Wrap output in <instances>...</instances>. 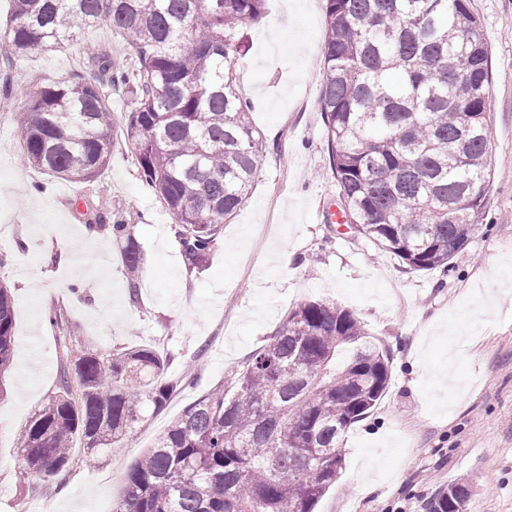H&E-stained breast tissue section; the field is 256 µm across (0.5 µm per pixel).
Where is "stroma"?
Listing matches in <instances>:
<instances>
[{"mask_svg":"<svg viewBox=\"0 0 512 512\" xmlns=\"http://www.w3.org/2000/svg\"><path fill=\"white\" fill-rule=\"evenodd\" d=\"M489 51L492 178L477 235L447 272L414 271L337 221L319 112L323 0H267L246 30L237 84L264 147L243 206L209 260L187 268L173 219L115 133L89 179L29 165L11 113L0 112V283L15 306L11 367L0 377V512H112L133 462L173 418L228 383L306 299L348 310L391 357L380 403L343 436L342 475L317 512H427L448 485H466L465 512H512V0H469ZM33 85L97 79L74 45L8 69ZM143 253L130 299L114 219ZM292 262L281 266L279 250ZM61 325H51L47 311ZM139 345L172 354L169 378L197 374L137 426L123 447L77 456L62 489L43 495L20 473L16 436L50 395L62 366ZM452 367V382L435 376Z\"/></svg>","mask_w":512,"mask_h":512,"instance_id":"35a3bbf8","label":"stroma"}]
</instances>
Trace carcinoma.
I'll use <instances>...</instances> for the list:
<instances>
[{"label": "carcinoma", "instance_id": "1", "mask_svg": "<svg viewBox=\"0 0 512 512\" xmlns=\"http://www.w3.org/2000/svg\"><path fill=\"white\" fill-rule=\"evenodd\" d=\"M0 56L8 65L104 24L131 62L107 82L26 89L16 112L26 161L92 178L110 157V90L133 107L124 139L173 218L190 268L205 263L249 195L263 149L236 82L245 28L266 0H13ZM319 93L331 173L351 229L414 271H443L479 231L491 171L489 53L467 0H324ZM127 287L142 252L118 219ZM14 302L0 284V374L11 365ZM172 355L150 346L84 354L17 439L22 475L63 484L74 440L95 458L122 446L178 387ZM390 381L387 355L352 313L305 300L230 383L189 404L131 466L113 512H315L343 469L346 430ZM448 487L431 512H460Z\"/></svg>", "mask_w": 512, "mask_h": 512}]
</instances>
